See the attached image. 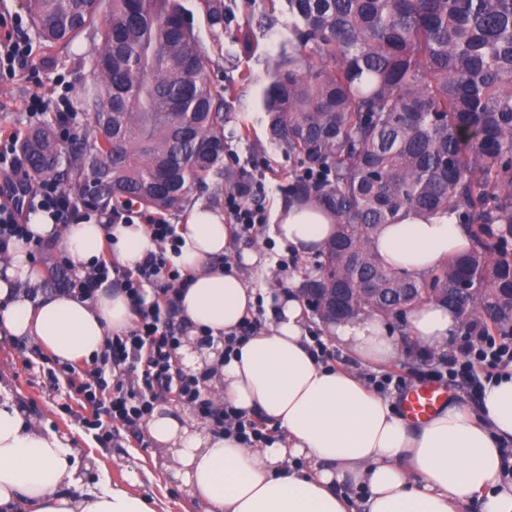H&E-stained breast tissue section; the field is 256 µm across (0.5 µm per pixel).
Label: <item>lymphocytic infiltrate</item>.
<instances>
[{
	"label": "lymphocytic infiltrate",
	"mask_w": 512,
	"mask_h": 512,
	"mask_svg": "<svg viewBox=\"0 0 512 512\" xmlns=\"http://www.w3.org/2000/svg\"><path fill=\"white\" fill-rule=\"evenodd\" d=\"M1 26L14 33L0 40V77H14L32 54L31 45L21 38V16H0ZM258 186L253 179L236 183L224 194V210L242 232L253 231L266 222L256 202ZM49 213L58 224L91 221L96 209H80L73 194L53 178H41L31 185L24 168L22 140L11 134L0 137V251L12 240L31 245V256L39 258L54 283L56 292L93 298L107 281L119 283L132 310V325L126 333L107 337L100 353L82 362L55 361L49 370L54 383L75 390L82 407L88 408L85 427L112 438L118 429L137 431L152 414L158 398L171 396L189 407L195 416L216 431L237 439L249 448L278 441L279 430L257 414H247L230 402L214 403L206 398V375L188 374L178 368L177 349L186 328L177 322V303L190 275L173 261L180 252L175 225L163 217L148 216V230L160 244L159 251L147 253L135 269L116 266L109 252H102L89 265L77 264L54 245L35 238L28 228L31 213ZM152 301H145V292ZM512 368V337L492 336L483 329H469L460 339L457 353L432 369L433 381L453 382L471 395H480L495 375Z\"/></svg>",
	"instance_id": "lymphocytic-infiltrate-1"
}]
</instances>
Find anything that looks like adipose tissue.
Instances as JSON below:
<instances>
[{"label":"adipose tissue","mask_w":512,"mask_h":512,"mask_svg":"<svg viewBox=\"0 0 512 512\" xmlns=\"http://www.w3.org/2000/svg\"><path fill=\"white\" fill-rule=\"evenodd\" d=\"M34 235L58 242L74 261L90 262L111 247L113 261L135 268L156 250L145 224L96 222L61 226L32 214ZM274 237L300 254H316L336 232V217L314 201L296 199L275 211ZM183 240L176 265L192 283L181 295L189 327L177 362L208 372L217 399L258 413L277 425L280 439L249 448L211 428L153 413L147 432L172 449L171 469L207 512H512V481L502 448L512 441V377L486 386L474 406L450 405L419 425L399 416L390 400L372 392L354 369L315 362L309 312L296 289L252 288L242 269L224 265L237 227L223 212L195 205L177 226ZM469 245L455 217L412 214L385 225L377 246L396 271L422 273ZM40 277L27 246L0 255V331L45 348L66 361L99 351L106 336L129 330L133 312L122 287L103 283L93 299L44 294L28 297ZM265 322L225 359L222 338L238 331L256 308ZM459 319L435 303L417 305L409 334L422 350H452ZM212 342L200 344L201 331ZM336 345L368 362L400 353L383 319L368 312L328 322ZM0 512H154L127 491L84 489L79 451L37 424L0 384Z\"/></svg>","instance_id":"adipose-tissue-1"}]
</instances>
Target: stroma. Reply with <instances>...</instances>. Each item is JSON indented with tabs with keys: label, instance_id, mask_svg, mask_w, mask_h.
<instances>
[{
	"label": "stroma",
	"instance_id": "1",
	"mask_svg": "<svg viewBox=\"0 0 512 512\" xmlns=\"http://www.w3.org/2000/svg\"><path fill=\"white\" fill-rule=\"evenodd\" d=\"M182 2L195 12L194 29L211 55V74L215 82L234 91L224 122V142L231 150L224 158L226 174L194 187L190 201L223 208L225 190L250 176L252 162L259 160L266 166L259 200L266 210H274L278 204L288 202L287 187L300 164L296 157L270 143L261 98L268 83L269 66L281 44L290 38L293 20L284 0H224L229 21L216 36L203 14L196 12L197 0ZM246 28L251 29L258 44L251 56L245 54L238 42L241 30ZM98 44V38L92 35L53 50L34 42L31 60L38 79L21 73L13 79L0 81V129L29 130L26 107L32 94H39L53 104L63 86L78 90L89 74V60ZM391 328L401 341V352L395 360L386 364H365L340 349L336 352L337 367L359 370L367 378L385 373L401 375L410 386L421 382L439 362V355L423 351L411 339L405 318L392 319ZM41 353V348L30 343L18 348L0 341V383L7 386L35 422L68 438L79 448L87 486L95 487L104 482L124 489L148 499L155 512H206L205 503L181 489L156 446L139 447L126 431L110 442L99 443L95 431L82 425V408H75L70 415L61 413L60 405L68 400L67 390L53 384L47 370L39 363ZM26 358L34 361L33 369H23L22 361Z\"/></svg>",
	"mask_w": 512,
	"mask_h": 512
}]
</instances>
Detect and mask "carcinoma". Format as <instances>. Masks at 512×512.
<instances>
[{
	"label": "carcinoma",
	"instance_id": "carcinoma-1",
	"mask_svg": "<svg viewBox=\"0 0 512 512\" xmlns=\"http://www.w3.org/2000/svg\"><path fill=\"white\" fill-rule=\"evenodd\" d=\"M294 39L273 60L262 108L272 144L322 169L295 177V194L331 209L336 235L317 279L348 289L383 319L365 282L394 293L468 288L446 306L512 337V0H287ZM209 27L224 26V0H198ZM37 36L69 45L99 36L79 111L99 137L71 138L67 158L53 126L23 139L37 174L75 185L104 208L181 210L192 187L224 174L228 89L180 0H29ZM410 213L453 215L469 248L414 275L387 268L373 237Z\"/></svg>",
	"mask_w": 512,
	"mask_h": 512
}]
</instances>
